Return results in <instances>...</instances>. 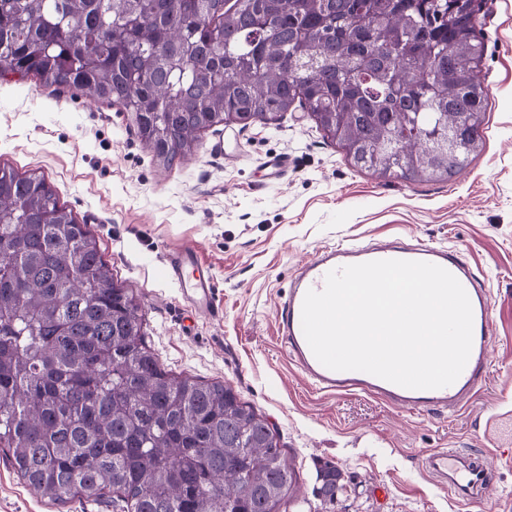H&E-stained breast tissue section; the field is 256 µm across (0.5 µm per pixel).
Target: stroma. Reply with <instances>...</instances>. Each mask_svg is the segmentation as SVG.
<instances>
[{
	"mask_svg": "<svg viewBox=\"0 0 512 512\" xmlns=\"http://www.w3.org/2000/svg\"><path fill=\"white\" fill-rule=\"evenodd\" d=\"M482 12V145L446 182L354 167L299 106L275 122L214 127L165 167L121 106L32 75L0 80V164L43 173L89 226L167 371L226 382L276 428L296 475L286 512H512V0H483ZM275 157L288 160L278 176L266 167ZM393 237L454 249L490 286V374L461 414L318 391L276 332L281 295L321 247ZM188 246L214 277V313H196L162 275ZM440 448L481 459L493 496L462 503L431 482L422 461ZM325 460L344 473L327 506L313 494ZM0 512L113 509L50 503L0 457Z\"/></svg>",
	"mask_w": 512,
	"mask_h": 512,
	"instance_id": "35a3bbf8",
	"label": "stroma"
}]
</instances>
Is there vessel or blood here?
<instances>
[{
  "mask_svg": "<svg viewBox=\"0 0 512 512\" xmlns=\"http://www.w3.org/2000/svg\"><path fill=\"white\" fill-rule=\"evenodd\" d=\"M388 259L439 265L452 273L467 292L473 311L472 349L464 370L453 384L439 389H407L365 372L328 369L311 351L301 322L306 292L322 290L326 274L333 269ZM197 267L196 253L187 247L166 261L164 276L195 311L209 314L216 308L214 280L198 275ZM490 311L488 290L452 250L430 245L405 247L397 241L388 240L377 244L341 243L322 248L313 259L296 270L288 293L277 307L276 322L277 332L288 347L290 359L320 390L336 394L360 392L417 413L436 410L456 414L466 408L490 370L489 352L495 342ZM423 465L438 485L449 489L459 500L487 498L494 492L488 467L470 455L439 449L427 454Z\"/></svg>",
  "mask_w": 512,
  "mask_h": 512,
  "instance_id": "obj_1",
  "label": "vessel or blood"
}]
</instances>
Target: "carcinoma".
Wrapping results in <instances>:
<instances>
[{"mask_svg": "<svg viewBox=\"0 0 512 512\" xmlns=\"http://www.w3.org/2000/svg\"><path fill=\"white\" fill-rule=\"evenodd\" d=\"M482 0H0L9 74L132 113L170 166L229 121L298 103L354 167L448 181L482 146ZM191 51L184 74L169 67ZM0 450L52 501L120 512H282L294 470L267 418L177 377L88 225L0 165ZM321 505L343 473L317 470Z\"/></svg>", "mask_w": 512, "mask_h": 512, "instance_id": "carcinoma-1", "label": "carcinoma"}]
</instances>
